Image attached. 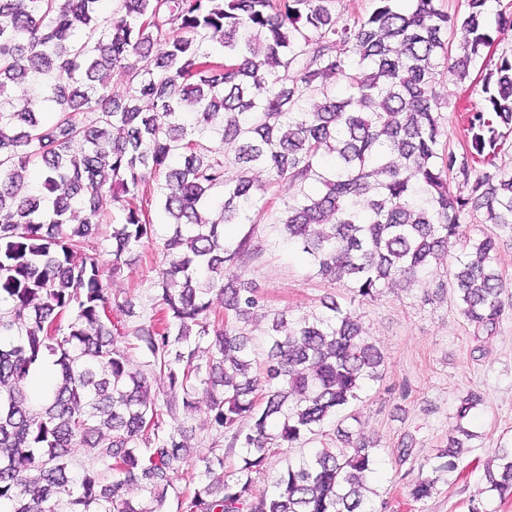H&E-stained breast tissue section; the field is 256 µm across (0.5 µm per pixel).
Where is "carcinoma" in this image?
Here are the masks:
<instances>
[{
	"label": "carcinoma",
	"mask_w": 512,
	"mask_h": 512,
	"mask_svg": "<svg viewBox=\"0 0 512 512\" xmlns=\"http://www.w3.org/2000/svg\"><path fill=\"white\" fill-rule=\"evenodd\" d=\"M101 2L0 0V99L11 84L37 90L0 103V506L54 512L65 496L74 512H168L174 497L180 512H384L387 501L365 497L378 453L341 428L345 449L288 458L272 492H254L252 474L270 456L320 434L382 380L384 356L335 300L289 324L259 288L224 278V267L244 269L262 252L255 229L229 238L226 226L261 222L264 186L318 183L279 220L316 275L364 299L399 284L429 301L432 266L446 259L438 289H451L477 334L495 335L507 290L498 238L448 251L469 213L512 232V167L497 163L512 136V49L490 52V0H465L456 15L438 0H374L351 20L340 0H115L107 15ZM451 35L464 56L449 54ZM443 69L480 97L459 154L442 143ZM337 76L343 98L328 85ZM40 99L55 102V116ZM216 125L239 141L232 178L207 145ZM30 166L41 183L22 195ZM114 206L123 222L105 262L95 225ZM157 209L171 224L153 279L161 317L131 343L106 323L128 304L108 280L153 240ZM216 288L222 312L206 301ZM268 315L259 348L246 325ZM47 360L54 385L31 403L24 384ZM155 372L168 380L161 397L148 383ZM201 393L214 452L195 460L177 413ZM481 402L461 397L457 434L433 472L458 469L472 436L463 420ZM224 446L244 451L227 476ZM77 448L106 469L72 476ZM496 458L469 512H487V492L512 491V448ZM437 481L418 473L412 503L431 498ZM132 487L149 493L146 503L125 497Z\"/></svg>",
	"instance_id": "1"
}]
</instances>
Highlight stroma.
<instances>
[{
    "label": "stroma",
    "instance_id": "stroma-1",
    "mask_svg": "<svg viewBox=\"0 0 512 512\" xmlns=\"http://www.w3.org/2000/svg\"><path fill=\"white\" fill-rule=\"evenodd\" d=\"M439 91L449 145L462 151L461 114L480 98L445 75ZM301 193L300 185L286 180L271 191L268 213L256 228L263 252L247 267V278L275 309L295 317L321 313L323 298L334 297L360 315L366 336L383 352L382 380L363 390L353 411L359 430L379 450L378 471L370 485L387 501V512H468V500L484 486V468L495 449L512 448V308L495 336L487 339L475 335L450 298L427 303L420 291L398 286L364 300L350 289L313 277L305 257L281 238L276 222L284 202ZM168 234V225L157 223L154 240L133 252L129 268L109 283L132 303L131 313L117 317L124 334H132L154 312L156 292L145 279V263L163 262L162 243ZM470 390L480 392L484 402L468 418L475 436L459 469L441 477L424 505L412 504L407 496L412 474L420 462L435 461L445 448L459 399ZM408 437L414 458L396 464L394 451Z\"/></svg>",
    "mask_w": 512,
    "mask_h": 512
}]
</instances>
